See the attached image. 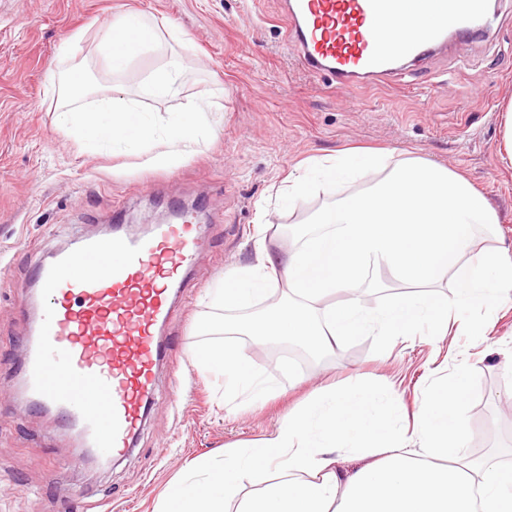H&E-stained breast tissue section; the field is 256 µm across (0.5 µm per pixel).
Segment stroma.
Listing matches in <instances>:
<instances>
[{"instance_id":"1","label":"stroma","mask_w":512,"mask_h":512,"mask_svg":"<svg viewBox=\"0 0 512 512\" xmlns=\"http://www.w3.org/2000/svg\"><path fill=\"white\" fill-rule=\"evenodd\" d=\"M128 10L180 25L188 39V72L179 97L146 110L175 111L187 99L213 102L215 134L169 168H145L111 145L78 141L56 125L59 80L68 63L60 44L76 31L78 53L100 95L113 85L140 87L171 54L169 46L110 74L99 52L105 21ZM498 24L477 37L453 36L446 48L407 62L382 81L349 88L308 75L289 54L288 21L278 0H0V512H158L168 487L198 461L272 436L284 416L322 387H391L393 411L413 409L433 385L438 362L465 373L462 412L474 447L469 456L512 445V308L497 310L482 340L453 322L442 342L421 336L385 345L353 336L305 364L252 337L196 329L220 321L206 293L225 273L249 264L256 241L291 245V230L324 204L364 188V181L318 190L277 206L268 199L302 160L353 148L418 156L462 172L497 211L483 248L512 246V165L499 154V105L512 96V0H498ZM200 202L205 225L200 261L165 327L162 365L147 421L132 451L112 460L84 458L80 441L57 413L42 414L18 392L21 317L35 305L37 268L65 249L72 234H98L114 210L131 234L160 223L175 202ZM268 203L271 228L257 227V203ZM232 344L274 389L267 402L224 398V381L202 371L194 354ZM185 390L171 400L172 375ZM78 485L83 496L68 495Z\"/></svg>"}]
</instances>
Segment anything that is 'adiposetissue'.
Here are the masks:
<instances>
[{
	"instance_id": "ef3b65f1",
	"label": "adipose tissue",
	"mask_w": 512,
	"mask_h": 512,
	"mask_svg": "<svg viewBox=\"0 0 512 512\" xmlns=\"http://www.w3.org/2000/svg\"><path fill=\"white\" fill-rule=\"evenodd\" d=\"M111 27L130 34L137 53L165 43L174 50L139 93L88 104V71L74 59L83 35L75 33L59 47L71 66L61 77L56 122L77 138L107 140L137 154L144 166H174L213 135L209 103L187 100L165 120L141 104L146 97L179 95L184 33L133 11L113 17ZM389 158L386 150L349 149L310 157L300 172L289 174L284 193L291 199L357 179L368 185L321 207L292 249L259 245L255 265L225 275L210 292L212 302L251 312L243 320L224 318L225 332L311 344L324 352L363 334L387 344L424 328L444 336L451 317L479 308L483 314L469 329L484 335L492 311L512 302V249H478L472 232L476 226L493 229L500 222L497 212L457 171L424 158L394 164ZM374 269L425 289L454 277V298L439 301L424 291L370 307L360 282ZM278 291L283 300L269 303ZM262 300L267 308L254 312ZM196 359L203 370L223 376L225 397L269 392L244 357L227 346L200 349ZM462 398L460 377L439 380L405 425L388 414V390L357 387L341 397L318 392L305 409L286 415L273 436L225 451L222 463L173 483L160 512H512V459L493 452L468 460ZM347 457L363 465L344 479L338 463ZM261 469L268 474L266 485L243 493L244 479Z\"/></svg>"
}]
</instances>
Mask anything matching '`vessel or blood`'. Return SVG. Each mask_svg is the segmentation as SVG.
<instances>
[{
	"label": "vessel or blood",
	"mask_w": 512,
	"mask_h": 512,
	"mask_svg": "<svg viewBox=\"0 0 512 512\" xmlns=\"http://www.w3.org/2000/svg\"><path fill=\"white\" fill-rule=\"evenodd\" d=\"M437 2L434 17L407 27L400 0H286L288 44L312 76L346 88L443 45L449 32L491 24L474 0ZM201 229L187 214L149 237H79L37 271L45 300L28 321L22 390L67 415L101 454L127 450L140 428L166 357L159 330L198 263Z\"/></svg>",
	"instance_id": "1"
}]
</instances>
